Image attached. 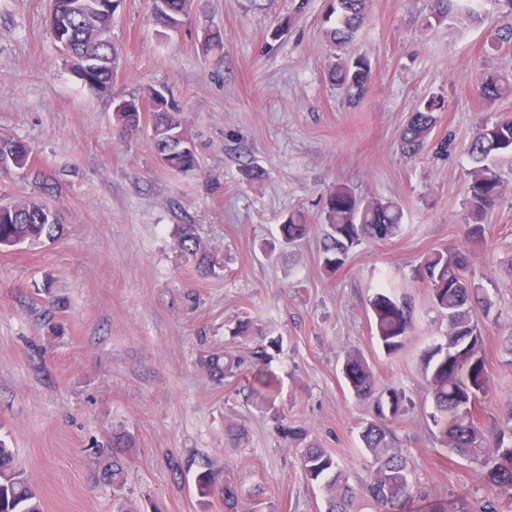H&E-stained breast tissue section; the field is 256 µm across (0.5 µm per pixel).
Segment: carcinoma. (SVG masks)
Segmentation results:
<instances>
[{
    "mask_svg": "<svg viewBox=\"0 0 512 512\" xmlns=\"http://www.w3.org/2000/svg\"><path fill=\"white\" fill-rule=\"evenodd\" d=\"M106 0H53V21L60 24L72 48V66L82 70L85 85L112 96L113 122L123 138L139 131L143 104L135 97L114 94L112 73L119 66L120 53L112 42L114 11L104 7ZM194 0H152L156 24L163 31L180 28ZM432 17L441 24L456 18L477 22L485 19L472 0H431ZM328 17L332 18L326 35L333 45H348L367 19V0H330ZM512 48V21L494 25L485 52ZM332 84L346 93L352 104L370 90L373 79L371 61L338 57L327 66ZM481 100L492 103L512 96V73L490 72L481 78ZM149 120L155 151L163 167L184 174L196 168L194 150L182 152L171 142L186 135L180 114L169 109L163 91L150 89ZM445 111V101L431 98L412 112L399 132L403 153L414 156L432 144L438 156L448 155V137L431 139L437 126L438 113ZM465 152L472 162L466 187L467 218L464 224L465 250L437 249L428 252L416 269L417 277L429 288L433 306L448 318V331L443 338L428 345L423 353L426 396L433 404L430 415L440 428L446 446L479 468L491 495L482 499L454 496L430 505V512H512V404L498 418L485 423L481 418L479 395L486 393L489 376L484 352V336L473 311L482 310L490 317L492 304L483 284L470 274L476 250L486 242L485 220L498 205L502 182L490 159L512 154V113L501 115L482 126L467 143ZM35 159L32 147L18 138L0 137V171L31 168ZM40 193L24 196L0 208V251L19 246H36L63 235L64 224L58 210L47 200L52 187L49 178L35 174ZM327 230L320 257L324 269L339 271L349 253L365 240L383 241L395 236L401 228L403 210L399 204L377 199L366 200L347 186L338 185L328 193L324 203ZM311 224L305 213L295 211L279 225L282 241L305 238ZM179 243L183 252L207 255L206 245L193 226L180 228ZM376 294L371 306L377 338L384 349L400 350L414 325V311L406 301H397L389 293L387 283ZM209 373L218 381L234 374L238 363L211 357ZM341 374L345 385L361 400L373 405V418L361 426L359 438L363 453L364 476L359 487L339 467L326 449L313 443L299 450L300 467L310 481L323 482L325 512H356L358 493H363L375 512H399L414 492L412 469L408 458L395 447L391 421L402 416L412 399L401 389L388 391V398L378 392L369 363L358 350L343 357ZM276 385L271 376L259 375L252 388L253 397L262 404L273 401ZM103 477L120 491L124 487L123 467L117 458L107 459ZM220 469L206 461L197 473L196 487L200 497L220 496L224 512H243L238 486L219 478ZM0 512H43L40 496L23 471L13 464V452L0 440Z\"/></svg>",
    "mask_w": 512,
    "mask_h": 512,
    "instance_id": "cac0c4a2",
    "label": "carcinoma"
}]
</instances>
